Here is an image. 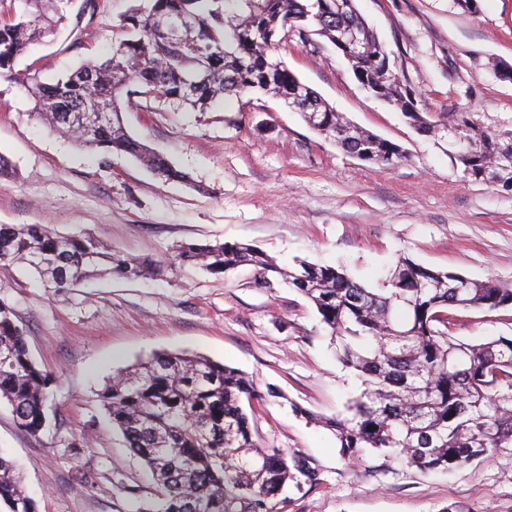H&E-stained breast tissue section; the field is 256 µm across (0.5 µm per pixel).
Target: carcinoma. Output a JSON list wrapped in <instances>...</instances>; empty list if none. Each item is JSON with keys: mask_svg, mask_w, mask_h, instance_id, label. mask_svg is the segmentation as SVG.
<instances>
[{"mask_svg": "<svg viewBox=\"0 0 512 512\" xmlns=\"http://www.w3.org/2000/svg\"><path fill=\"white\" fill-rule=\"evenodd\" d=\"M17 2L20 9L0 16V80L25 92L52 130L104 155L129 154L167 180L189 177L123 130L122 112L136 97L205 112L224 95L263 92L287 102L297 91L307 123L345 152L379 168L405 159L400 146L351 124L284 64L269 68L275 43L261 36L262 28L284 29L297 44L313 48L315 35L334 44L337 34L355 31L366 46L350 64L355 79L403 111L415 129L434 128L420 100H403L408 85L377 61L384 48L354 0H339L341 8L329 13L321 0H245L246 10L231 22L224 18V0H146L120 21L107 60L86 61L50 83L40 80L36 67L21 72L15 66L67 18L72 0H10ZM184 10L198 17L197 25L172 41L159 23ZM98 96L107 98L110 112L89 137L74 109ZM450 132L463 144L454 159L465 175L512 190L511 134L481 131L465 120ZM178 258L214 274L251 265L263 276L276 274L314 304L338 359L361 380L348 415L323 421L348 459L371 450L422 473L450 472L512 447V338L467 344L448 336L456 310L512 305V288L496 278H469L461 294L448 272L403 256L379 287L366 288L332 266L297 260L281 268L244 243L188 244ZM6 264L26 267L55 293L100 270L140 277L151 269L111 253L90 235L66 237L27 224H0V265ZM51 385L30 356L12 308L0 301V401L10 404L29 433L46 424ZM100 396L112 426L149 469L158 512H275L292 471L303 472L299 459L261 446L254 416L244 408L256 398L246 377L204 355L158 354L112 377ZM0 502L9 512H39L14 464L2 456Z\"/></svg>", "mask_w": 512, "mask_h": 512, "instance_id": "cac0c4a2", "label": "carcinoma"}]
</instances>
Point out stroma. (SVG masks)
Instances as JSON below:
<instances>
[{"label":"stroma","instance_id":"35a3bbf8","mask_svg":"<svg viewBox=\"0 0 512 512\" xmlns=\"http://www.w3.org/2000/svg\"><path fill=\"white\" fill-rule=\"evenodd\" d=\"M95 18L70 16L55 40L32 47L49 81L112 53V27L136 0H98ZM385 47L392 72L422 100L434 132L364 90L328 42L271 51L355 125L398 144L406 158L381 169L339 149L280 99L255 93L205 112L137 100L127 131L187 173L167 182L130 156L76 146L0 82V224H47L91 235L154 271L98 274L54 294L15 266H0V301L12 306L32 358L55 384L49 427L32 435L0 402V456L15 462L39 512H155L153 482L102 408L113 373L160 352L195 353L241 370L259 395L254 427L269 448L305 459L278 512H512V447L451 473L420 474L369 452L344 458L335 435L310 422L346 413L360 382L339 361L315 307L249 265L209 274L173 261L186 243H246L278 265L301 258L344 269L375 288L403 256L512 288V190L464 175L450 128L460 119L512 132V0H355ZM453 338L512 337V306L458 312ZM92 430L76 450L74 435Z\"/></svg>","mask_w":512,"mask_h":512}]
</instances>
